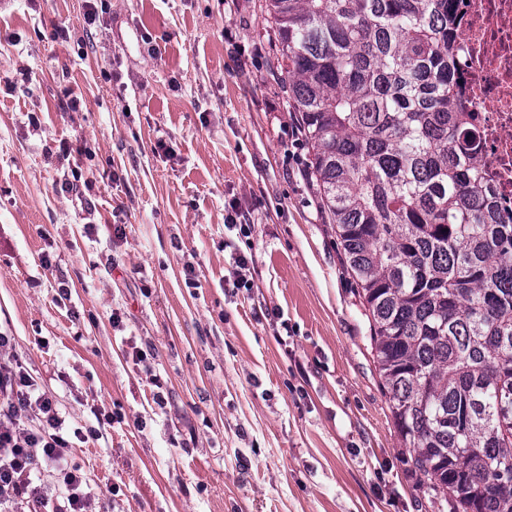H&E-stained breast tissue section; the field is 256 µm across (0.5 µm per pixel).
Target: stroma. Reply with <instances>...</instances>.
<instances>
[{"instance_id": "stroma-1", "label": "stroma", "mask_w": 512, "mask_h": 512, "mask_svg": "<svg viewBox=\"0 0 512 512\" xmlns=\"http://www.w3.org/2000/svg\"><path fill=\"white\" fill-rule=\"evenodd\" d=\"M260 4L0 11V332L66 433L98 426L72 462L102 512H442L379 386ZM234 204L246 230L224 225Z\"/></svg>"}]
</instances>
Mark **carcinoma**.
Listing matches in <instances>:
<instances>
[{"instance_id":"carcinoma-1","label":"carcinoma","mask_w":512,"mask_h":512,"mask_svg":"<svg viewBox=\"0 0 512 512\" xmlns=\"http://www.w3.org/2000/svg\"><path fill=\"white\" fill-rule=\"evenodd\" d=\"M460 0H265L288 106L360 288L411 463L450 512H512V224L448 61Z\"/></svg>"}]
</instances>
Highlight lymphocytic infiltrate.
I'll return each mask as SVG.
<instances>
[{"instance_id":"f902f5d3","label":"lymphocytic infiltrate","mask_w":512,"mask_h":512,"mask_svg":"<svg viewBox=\"0 0 512 512\" xmlns=\"http://www.w3.org/2000/svg\"><path fill=\"white\" fill-rule=\"evenodd\" d=\"M71 448L54 398L35 388L12 337L0 332V512H13L22 502L48 505L52 512H98L70 463ZM48 468L59 471L65 487L61 502L52 505L39 483Z\"/></svg>"}]
</instances>
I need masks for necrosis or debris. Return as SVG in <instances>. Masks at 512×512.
<instances>
[{
    "mask_svg": "<svg viewBox=\"0 0 512 512\" xmlns=\"http://www.w3.org/2000/svg\"><path fill=\"white\" fill-rule=\"evenodd\" d=\"M453 61L478 118L480 174L503 219L512 218V0H467Z\"/></svg>",
    "mask_w": 512,
    "mask_h": 512,
    "instance_id": "necrosis-or-debris-1",
    "label": "necrosis or debris"
}]
</instances>
